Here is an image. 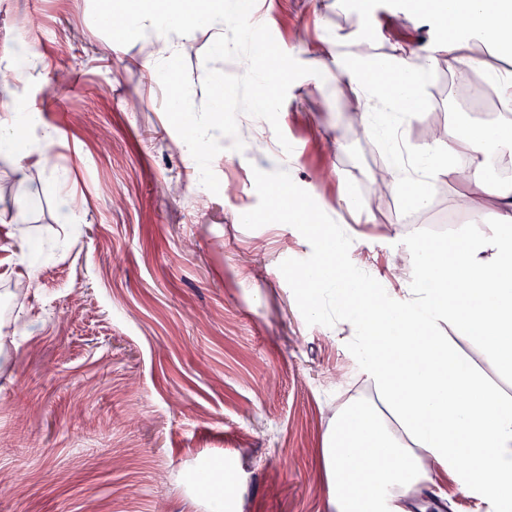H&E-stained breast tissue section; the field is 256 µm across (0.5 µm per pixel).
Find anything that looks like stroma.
<instances>
[{
  "mask_svg": "<svg viewBox=\"0 0 512 512\" xmlns=\"http://www.w3.org/2000/svg\"><path fill=\"white\" fill-rule=\"evenodd\" d=\"M279 47L319 76L295 81L279 114L292 152L225 149L219 192L188 188L195 161L168 122L158 47L133 24L104 23L102 0H0V68L25 140L53 137L54 167L23 180L0 158V216L27 197L41 250L20 261L0 236V512H212L190 480L225 462L224 512H326L322 434L349 400L375 401L351 346L360 326L332 284L299 272L321 251L302 218L270 210V187L307 199L314 221L374 288L405 297L416 248L497 234L492 214L458 210L459 186L434 183V206L408 216L398 187L373 193L393 154L360 135L325 50L377 34V54L435 43L409 0H257ZM30 27H15L18 15ZM24 39L34 57L12 55ZM200 26L183 50L192 100H205ZM438 54L424 112L403 115L418 148L472 118L448 100ZM73 220H64L62 200ZM416 512H471L434 463Z\"/></svg>",
  "mask_w": 512,
  "mask_h": 512,
  "instance_id": "obj_1",
  "label": "stroma"
}]
</instances>
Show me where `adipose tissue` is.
I'll return each mask as SVG.
<instances>
[{"instance_id": "ef3b65f1", "label": "adipose tissue", "mask_w": 512, "mask_h": 512, "mask_svg": "<svg viewBox=\"0 0 512 512\" xmlns=\"http://www.w3.org/2000/svg\"><path fill=\"white\" fill-rule=\"evenodd\" d=\"M414 7L441 24L437 45L381 59L367 36L359 52L336 57L363 134L385 136L393 147L397 130L375 123L371 102L397 110L405 99L419 98L436 51H446L452 67L474 63L482 47L512 58V0H414ZM126 8L140 27L156 32L161 52L175 54L196 32L198 20L181 0H164L154 12L140 10L136 0ZM14 128V114H0V154L22 175L32 157L47 167L41 144L19 143ZM478 139L485 149L477 155ZM508 155L512 140L497 127L474 134L445 130L410 163L375 173L377 190L411 184L419 209L433 196L428 174L447 175L466 188L455 199L459 210L491 213L502 229L492 237L462 238L451 251L418 249L417 285L403 301L357 287L342 263L321 258L304 272L305 283H335L344 307L357 316L361 331L352 345L384 404L379 410L353 403L328 425L321 465L329 512H409L427 478L425 457L484 512H512V393L504 388L512 380V189L489 177ZM466 342L478 345L492 372L467 361ZM468 456L474 466H464Z\"/></svg>"}]
</instances>
